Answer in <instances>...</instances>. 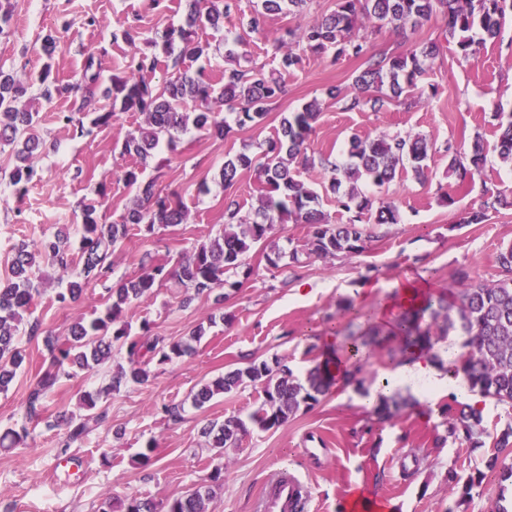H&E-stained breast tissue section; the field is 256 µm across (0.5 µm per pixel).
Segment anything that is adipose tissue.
Returning <instances> with one entry per match:
<instances>
[{
	"label": "adipose tissue",
	"mask_w": 512,
	"mask_h": 512,
	"mask_svg": "<svg viewBox=\"0 0 512 512\" xmlns=\"http://www.w3.org/2000/svg\"><path fill=\"white\" fill-rule=\"evenodd\" d=\"M386 380L390 389H411L422 404L462 390L459 381L450 378L444 367L422 353L388 371Z\"/></svg>",
	"instance_id": "obj_1"
}]
</instances>
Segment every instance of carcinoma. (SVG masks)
I'll return each instance as SVG.
<instances>
[{
    "instance_id": "1",
    "label": "carcinoma",
    "mask_w": 512,
    "mask_h": 512,
    "mask_svg": "<svg viewBox=\"0 0 512 512\" xmlns=\"http://www.w3.org/2000/svg\"><path fill=\"white\" fill-rule=\"evenodd\" d=\"M307 3L308 0H261L262 9L249 18L247 30L225 32L222 66L210 57L211 43L202 40L198 30L223 29L224 19L237 10V0H187L182 23L166 29L160 42L147 37L138 27L125 30L127 42L132 44L141 38L160 47V51L131 54L126 75L104 88L99 83L101 62L92 53L86 57L81 80L76 84L60 82L49 64L39 72L40 96L48 102L81 90L91 95L99 90L112 100L111 109L90 113L87 123L75 119L71 112L59 113V119L65 123H77L82 135L111 126L118 111L137 113L144 117V123L127 131L121 143L120 155L132 160L123 174L125 186L135 194L132 206L120 220L109 221L99 215L94 203H79L81 270L78 279L67 282L56 293L57 302L68 305L77 301L85 288L104 285L107 298L102 315L87 323L76 322L70 336L64 339L44 330L39 319H25L33 296L40 293L33 282L34 268L44 263L67 274L73 263L71 237L61 229L51 239L39 243L22 241L13 247L11 278L0 283V392L9 389L25 362L21 336H44L50 358L29 393V420H39L42 401L67 375L65 367L87 369L110 358L116 344L126 348L127 366L120 367L112 377L109 389L114 392L130 382L147 383L153 363L163 365L194 353L195 344L206 334L202 323L183 338L167 340L152 334L151 324L145 319L141 334L131 335V327L125 320L127 307L135 301L150 299L164 281L174 280L185 288L187 304L198 296H209L224 288V274L239 267L243 257L257 244L262 245L269 267L291 268L300 262L298 249L287 251L275 238L276 225L288 220L308 226L304 247L309 256L363 257L377 239L367 224H397L399 210L394 202L383 201L376 216H371L372 200L361 194L358 184L387 187L408 169L419 182L428 179L430 144L425 135L354 136L344 151L343 162L320 161L327 190L334 195L338 211L347 214L345 223H330L321 210L320 193L299 175V169L315 166L314 157L307 153V143L321 114V103L313 99L281 118L279 130L265 141L261 156L240 152L224 157L219 178L224 187L225 221L219 235L198 244L170 267L144 265L137 275L109 286L110 256L131 231L152 236L158 228L187 223V210L180 194L174 190L163 194L156 190L155 179L144 176L160 141H166L167 147L173 150L179 135L191 127L223 140L237 129L262 124L270 102L286 92L285 75L302 61V56L294 51L296 47L331 65L341 57L361 61L363 69L353 78V95L347 100L346 109L369 105L380 110L399 100L403 92L418 88L440 48L435 42H413L396 55L372 53L358 32L363 22L376 19L403 35L440 17L457 53L465 60H474L487 43L499 38L506 16L512 15V0H336V8L330 13L303 27L289 28L277 39L274 50L281 55V70L267 73L240 64L248 55L247 34L263 32L271 15L302 13ZM200 60L203 64L194 69L185 65L187 61ZM163 62L168 73L163 84L155 86L145 80L144 74L155 72ZM27 94L28 85L13 71L0 67V150L12 148L13 163L8 179L19 200L30 185L41 180V171L34 165L32 156L45 146L36 132L39 112L23 104ZM226 106L230 107L228 117L223 115ZM499 128L497 155L502 162L512 165V114L507 121L499 123ZM445 151L448 176L455 178L458 190L471 183L487 161L478 139L468 153H461L451 145ZM252 169L258 172L261 181L260 198L254 217L246 219L239 216L232 194L242 173ZM507 207H512V200L500 191H489L481 206L462 214L459 223L484 224L490 212ZM452 278L458 288L455 297L450 299L446 294L425 297L420 307L407 309L397 317L390 334L401 338V352L407 354L414 349L430 350L435 330L440 336L458 333L464 337V351L452 361L449 373L454 377L463 375L470 391L512 407V244L502 247L497 255L495 280H475L468 266L456 268ZM331 381L328 362L316 365L302 381L282 360L276 359L271 364L252 361L244 368L203 383L193 396V404L202 407L214 396L230 393L246 383L261 387L263 400L248 420L231 416L224 423L203 430L215 455L221 458L225 449L237 447L250 427L264 431L276 429L300 409L318 403ZM99 400L100 394L88 393L83 397V406L90 411L91 419L103 422L108 413L98 407ZM405 405L406 402L395 399L381 400L375 408L377 420L393 419ZM88 419L58 417L55 425L67 430L61 453H66L70 444L84 434ZM481 422V413L472 407L450 405L446 434L472 448H483ZM493 448L495 452L488 459L487 468L499 470L500 485L490 512H509L503 501L505 493H512V423L496 433ZM485 477V472L476 468L465 476L450 471L447 480L451 490L458 494V501L463 502L482 486ZM210 496V489L201 486L159 505L131 496L116 507L107 499L101 504L100 512H114L116 508L119 512H208Z\"/></svg>"
}]
</instances>
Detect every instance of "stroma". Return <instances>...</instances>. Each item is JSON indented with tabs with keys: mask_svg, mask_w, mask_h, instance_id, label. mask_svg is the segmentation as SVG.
<instances>
[{
	"mask_svg": "<svg viewBox=\"0 0 512 512\" xmlns=\"http://www.w3.org/2000/svg\"><path fill=\"white\" fill-rule=\"evenodd\" d=\"M7 7L11 35L0 40V65L31 83L48 61L59 80H77L91 52L101 57L104 80L123 75L134 50L122 37L127 25L136 20L159 35L183 15L181 0H165L155 11L147 10L144 0H8ZM333 7L334 0H313L302 16L270 17L264 34L250 47L253 62L269 71L278 69L275 39ZM51 32L59 34L61 43L49 60L42 44ZM362 33L376 53L403 50L413 39L440 45V56L421 82L420 100L409 107L392 103L379 111L344 110L342 101L327 99L325 92L331 87L350 90L359 61L343 58L331 65L303 54L301 65L286 77V95L273 104L261 126L223 141L193 130L180 137L176 150L162 151L167 164L159 172L158 186L181 192L189 219L150 238L130 234L112 255V279L131 277L158 259H178L219 234L224 189L218 173L225 154L256 152L258 144L274 134L283 113L315 97L323 105L310 140L314 157L343 159L354 136L418 132L435 143L428 184L404 173L388 187L364 189L372 201L394 200L399 223L378 226L377 241L359 259L313 257L273 273L264 267L263 252L252 249L239 268L227 273V297L221 304L210 296L183 304L184 288L163 283L151 299L131 304L126 319L135 330L149 320L154 335L173 340L216 316L194 354L154 366L148 383L112 393V375L126 361L125 349L114 347L111 359L63 379L47 397L38 424L27 421L26 402L49 355L42 338H22L26 362L8 391L0 393V432L24 424L29 436L24 445L0 448V512H98L108 492L161 503L202 484L212 490L208 512H258L263 488L284 467L308 483L307 512H338V503L357 483L395 501L398 512H447L456 500L446 481L449 471L464 474L484 466L491 448L444 440L440 406L424 408L413 401L394 423H376L367 400L394 364L389 350L398 341L393 338L387 346L361 351L367 368L361 381L336 380L317 404L283 426L252 429L238 447L226 451L220 479L211 478L219 462L205 445L204 427L233 415L248 418L260 405L262 391L249 384L198 408L192 395L202 383L251 361L277 358L286 360L295 375L304 376L322 361L325 348L342 353L350 333L371 324L390 330L399 313L392 301L408 281L432 293L445 291L452 288L451 274L461 265L471 267L477 280H491L498 251L512 243V209L492 214L484 224L457 223L460 210L482 203L484 188L512 191V166L501 163L495 151L497 115L512 112V20H506L500 38L471 62L458 56L438 18L410 39L378 23L366 24ZM73 103V98L62 97L38 104L37 133L47 145L34 158L41 181L19 200L8 181L0 179L1 280L10 276L15 244L37 242L61 225L80 223L78 204L94 201L96 184L109 189L108 220L118 219L130 203L122 180L128 161L116 144L140 123V116L118 114L111 128L82 136L57 118ZM477 138L484 143L487 163L472 184L456 190L444 147L450 143L466 149ZM442 188L456 191L455 207L441 204ZM39 275L41 294L33 315L53 335L65 337L73 323L104 310V287L87 288L78 302L63 308L54 301L59 271L44 265ZM89 392L101 393L108 419L72 444L66 460H59L65 430L53 421L61 413L83 415L82 398ZM165 404L181 405V421H168L161 412ZM146 451L152 462L144 466L140 455Z\"/></svg>",
	"mask_w": 512,
	"mask_h": 512,
	"instance_id": "stroma-1",
	"label": "stroma"
}]
</instances>
